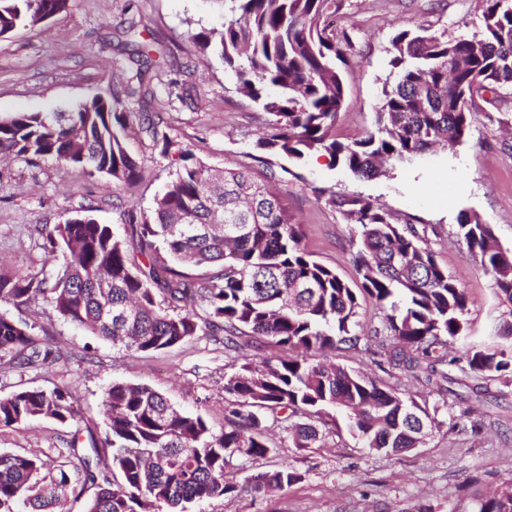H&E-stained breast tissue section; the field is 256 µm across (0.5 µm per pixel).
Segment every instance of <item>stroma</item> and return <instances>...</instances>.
I'll return each instance as SVG.
<instances>
[{
    "mask_svg": "<svg viewBox=\"0 0 512 512\" xmlns=\"http://www.w3.org/2000/svg\"><path fill=\"white\" fill-rule=\"evenodd\" d=\"M485 6V0H349L336 20L355 30L337 138L345 142L371 128L396 32L423 25L469 35L480 29ZM230 17L228 0H72L69 11L0 38V116L72 110L93 97H111L113 89L136 86L134 71L121 65L127 48L117 29L129 19L139 41L166 49L151 80L160 130L193 160L217 169L246 167L268 179L256 146L264 116L236 92L222 62L194 56L184 38L188 27L219 29ZM127 146L141 165L140 177L116 194L106 179L50 158H0V272L53 269L39 226L87 211L116 228L123 211L150 209L174 168L139 127L130 129ZM275 188L303 226L305 250L352 287L358 288L360 279L352 262L351 227L318 199L317 190L377 200L395 222H412L437 262L466 291L464 320L473 341L489 342L496 326L512 323V307L497 298L493 277L457 233L458 215L466 211L490 224L498 244L512 250V97L484 104L465 142L424 155L398 168L393 178L359 179L314 155L300 178ZM10 313L45 330L64 357L38 371L0 363V397L68 383L82 419L75 428L46 419L2 427L0 453L35 451L51 468L67 464L72 435L104 439L100 404L112 383L149 386L176 408L200 413L219 428L225 374L251 360L295 355L266 337L229 355L203 339L155 353H128L64 321L44 302L22 303ZM317 360L367 374L380 387L414 399L434 411L437 427L423 447L387 455L363 448L341 414L319 425L321 442L313 448L294 447L284 423L267 419L271 453L234 460L237 492L192 504L189 512H477L481 502L512 487V381L488 382L475 395L461 380L408 377L382 350L363 343L318 353ZM282 466L298 470L301 482L266 494L252 489L250 474Z\"/></svg>",
    "mask_w": 512,
    "mask_h": 512,
    "instance_id": "1",
    "label": "stroma"
}]
</instances>
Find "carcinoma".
Listing matches in <instances>:
<instances>
[{
    "label": "carcinoma",
    "instance_id": "1",
    "mask_svg": "<svg viewBox=\"0 0 512 512\" xmlns=\"http://www.w3.org/2000/svg\"><path fill=\"white\" fill-rule=\"evenodd\" d=\"M71 0H0V37L67 10ZM232 18L221 31H188L197 51L212 55L235 77V90L268 115L256 146L279 175L299 177L308 157H328L359 178L389 176L433 149L463 143L486 96L512 94V0H486L481 28L450 37L419 26L391 40L390 72L374 125L342 142L334 129L346 94L353 37L329 18L346 0H229ZM146 104L155 99L145 75L156 64L151 44L128 42ZM134 113L122 95L96 97L72 112L16 113L0 118V153L52 158L107 177L118 188L136 182L138 162L126 147ZM161 154L176 169L149 211L123 214L124 234L78 215L45 234L44 248L62 257L56 273H0V361L44 369L60 358L34 326L9 307L42 298L64 320L130 353L158 352L201 336L229 353L243 338L263 336L301 350L288 360L264 358L224 376V428L175 409L147 386L114 383L102 395L105 448L72 437V468L52 471L36 455L0 454V512H66L79 481L97 484L87 512H186L188 505L238 491L228 466L271 452L266 416L285 419L342 412L362 446L387 454L418 447L437 426L427 408L342 365L313 362L315 351L356 345L358 292L384 312L375 337L390 343V361L406 375L448 378L456 367L476 381L512 378V324L495 347L470 345L460 356L448 340L466 339L468 298L448 276L411 223L395 224L363 196L320 192L353 226L355 289L303 246L301 224L281 195L246 169L212 168L192 160L147 112L139 113ZM458 231L480 257L512 306V251L491 225L462 212ZM206 267L201 275L187 270ZM82 417L70 388H27L0 398V427L33 419L73 424ZM294 447L310 448L319 433L291 426ZM107 469L93 471L101 454ZM302 475L283 467L248 478L257 493L289 487ZM479 512H512V492L481 503Z\"/></svg>",
    "mask_w": 512,
    "mask_h": 512
}]
</instances>
